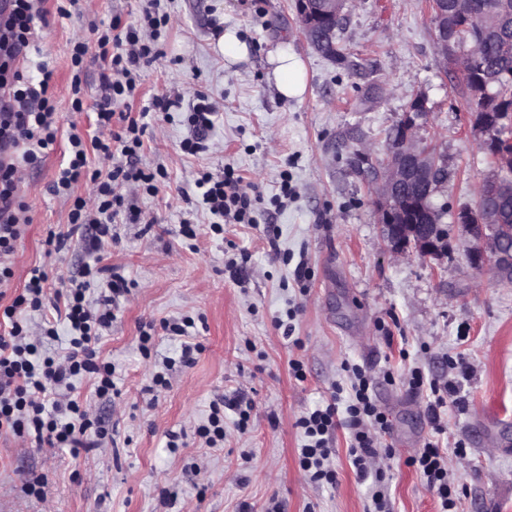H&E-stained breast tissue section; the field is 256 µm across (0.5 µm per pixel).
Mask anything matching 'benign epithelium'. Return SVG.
<instances>
[{
    "label": "benign epithelium",
    "instance_id": "7a95c632",
    "mask_svg": "<svg viewBox=\"0 0 512 512\" xmlns=\"http://www.w3.org/2000/svg\"><path fill=\"white\" fill-rule=\"evenodd\" d=\"M347 0H315L316 15L332 24L343 17ZM427 9L434 27L433 36L440 50L448 52V0H428ZM512 16V0H500L499 11L486 32L498 36L504 29L501 18ZM336 29L320 26L304 29L310 45L320 48ZM430 109L425 94L416 95L402 118L394 126L389 139L388 156L381 166L371 162L368 150L355 154L354 163L364 169L366 186L373 196L378 223L381 225L386 250L393 257L409 251L418 253L433 267L441 265L448 255V234L442 230L438 210L429 202L425 188L434 185L437 172L446 169L442 156L434 145L418 136L427 123ZM507 117L493 114L478 118L470 116L471 130L480 134V147L491 160L494 169L512 168V154L498 148V131ZM512 196V178L493 174L482 181L477 204L463 207L455 214V223L473 241L468 254L471 267L491 269L499 283L512 285V241L505 233L512 215L493 206L498 198Z\"/></svg>",
    "mask_w": 512,
    "mask_h": 512
}]
</instances>
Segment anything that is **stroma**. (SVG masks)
<instances>
[{
	"label": "stroma",
	"instance_id": "35a3bbf8",
	"mask_svg": "<svg viewBox=\"0 0 512 512\" xmlns=\"http://www.w3.org/2000/svg\"><path fill=\"white\" fill-rule=\"evenodd\" d=\"M46 8L49 23L29 54L28 74L37 76L41 61L53 69L60 131L23 187L31 222L13 286L23 288L29 269L42 266L57 289L86 264L120 267L133 286L99 342L116 368L119 397L99 400L87 377L72 392L102 416L112 443L75 460L65 448L39 453L0 435V512H166L159 493L175 482L185 490L176 512H265L275 501L282 512H367L372 483L356 474L346 429L336 431L335 484H309L298 465L295 421L347 386V363L370 377L389 420L378 446L392 451L383 460L390 512H440L436 494L406 463L432 434L431 395L408 386L414 369L457 388L439 444L464 486L458 512H512V286L469 265L471 242L454 224L491 167L468 127L457 73L442 70L423 0H348L342 63L304 40L294 0H80L66 16L54 0ZM154 9L169 17L162 55L140 69L131 110L157 95L189 101L203 92L218 112L209 149L183 153L185 112L149 115L141 159L164 166L167 176L155 194L139 196L143 223L118 225V239L94 253L73 239L46 255L48 231L65 229L69 210L49 186L70 131L96 136L101 76L109 71L88 55L83 108L73 110L71 47L92 42L89 19L136 26ZM229 27L250 47L249 61L230 67L213 50L216 29ZM278 49L306 69L302 98L282 99L268 78V55ZM370 85L378 95L360 103ZM420 92L431 108L426 131L448 169L434 197L452 228L437 270L416 253L385 251L372 198L348 163L362 143L384 161L387 129ZM229 166L259 198L256 221L216 235L210 214L194 205V181ZM185 218L199 227L195 242L180 234ZM186 316L197 320L203 350L182 366L180 340L160 325ZM149 323L157 332L146 355L139 336ZM166 358L176 361L169 386L150 399L142 389ZM293 359L302 362L304 380L293 376ZM239 391L253 403L246 430L225 410L223 447H204L194 432L211 402ZM173 431L184 440L175 450L166 446ZM33 474L46 476L47 500L24 495Z\"/></svg>",
	"mask_w": 512,
	"mask_h": 512
}]
</instances>
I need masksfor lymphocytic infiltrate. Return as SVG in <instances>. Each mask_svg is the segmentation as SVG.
<instances>
[{"mask_svg": "<svg viewBox=\"0 0 512 512\" xmlns=\"http://www.w3.org/2000/svg\"><path fill=\"white\" fill-rule=\"evenodd\" d=\"M44 0H12L5 33V52L0 55V299L7 304L0 310V434L21 440L26 447L40 451L68 448L80 452L102 447L108 430L97 414L71 396L73 382L81 377L94 380L96 393L112 397L117 392L111 362L101 358L97 343L101 333L111 327L116 301L129 292V282L119 272H111L110 292L89 302L86 291L99 274L98 268L84 265L68 286L48 291V275L43 267L30 269L19 292H11L15 275V256L30 222L27 206L20 195L23 173L39 167L57 141L58 114L49 92L53 76L47 64H40V80L26 76L18 62L26 54L35 34L34 23L44 19ZM149 37L130 28L116 33L95 29L100 58L109 60L111 73L103 77L104 93L97 104L98 137L85 141L79 134L68 138V162L58 169L49 190L69 199V229L48 231L45 244L49 251L66 248L73 234H80L85 249L96 251L117 238L114 223L137 224L142 212L123 187L154 194L161 170L141 164L146 125L128 112L115 113L113 105L135 97L134 74L160 55L156 42L168 19L148 16ZM187 122L190 135L181 144L184 152L195 155L206 151L208 135L216 120V111L208 96L196 93ZM111 158L109 172L89 170V151ZM96 186L94 205L74 193L81 180ZM242 178L233 168L223 174L200 173L195 181L199 191L197 204L213 217L210 230L223 233L228 224L253 223L256 198L241 191ZM63 305L62 317L71 331L66 351L44 354L46 340L56 338L53 324L33 326L28 313L45 310L48 302ZM234 410L239 424H246L252 403L238 398L227 403H211L205 424L195 433L206 447H219L224 441V412ZM295 426L303 444L298 463L315 484H332L336 472L329 464L337 428L350 435L349 456L361 478H373L383 484L385 474L379 464L382 456L375 435L387 431L386 414L378 407L370 391V380L360 369H353L347 397L300 416ZM425 479L440 500L443 512H454L463 484L450 481L445 457L438 442L428 440L407 460Z\"/></svg>", "mask_w": 512, "mask_h": 512, "instance_id": "f902f5d3", "label": "lymphocytic infiltrate"}]
</instances>
